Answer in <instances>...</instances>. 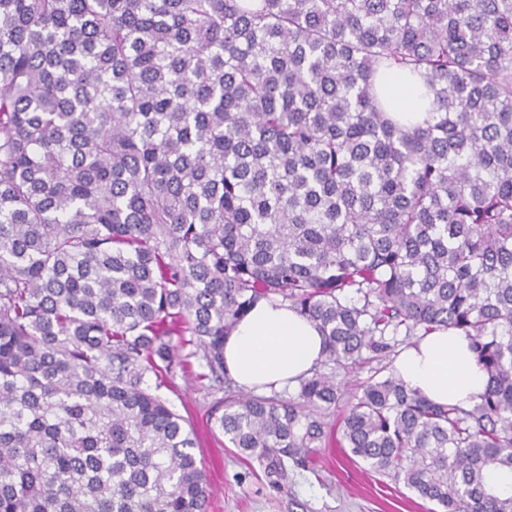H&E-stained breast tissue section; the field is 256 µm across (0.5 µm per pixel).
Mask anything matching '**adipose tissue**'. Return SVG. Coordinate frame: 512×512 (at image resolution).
<instances>
[{
    "mask_svg": "<svg viewBox=\"0 0 512 512\" xmlns=\"http://www.w3.org/2000/svg\"><path fill=\"white\" fill-rule=\"evenodd\" d=\"M392 117L412 127L429 116L425 91L399 77L384 84ZM323 358V337L316 325L278 299L262 300L224 340V369L245 391L264 393L296 384ZM408 388L438 404L463 407L479 402L487 385L468 342L440 330L408 347L396 362Z\"/></svg>",
    "mask_w": 512,
    "mask_h": 512,
    "instance_id": "ef3b65f1",
    "label": "adipose tissue"
}]
</instances>
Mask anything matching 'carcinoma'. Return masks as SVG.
<instances>
[{"label": "carcinoma", "instance_id": "cac0c4a2", "mask_svg": "<svg viewBox=\"0 0 512 512\" xmlns=\"http://www.w3.org/2000/svg\"><path fill=\"white\" fill-rule=\"evenodd\" d=\"M277 298L323 364L371 353L361 391L232 382L224 337ZM437 330L487 374L468 408L395 373ZM197 355L210 429L274 484L333 441L441 512H512V0H0V512H207L159 394ZM384 88L388 98L387 107L391 111L389 114L400 120L401 124L413 127L429 117L431 98L422 88L394 74L389 75Z\"/></svg>", "mask_w": 512, "mask_h": 512}]
</instances>
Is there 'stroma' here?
I'll list each match as a JSON object with an SVG mask.
<instances>
[{"mask_svg": "<svg viewBox=\"0 0 512 512\" xmlns=\"http://www.w3.org/2000/svg\"><path fill=\"white\" fill-rule=\"evenodd\" d=\"M191 364V373H177L161 394L196 428L194 453L211 490L208 512H428L429 502L402 482L344 461L336 447L319 448L313 469L271 485L257 458L239 454L222 435L210 433L213 395L200 360Z\"/></svg>", "mask_w": 512, "mask_h": 512, "instance_id": "35a3bbf8", "label": "stroma"}]
</instances>
